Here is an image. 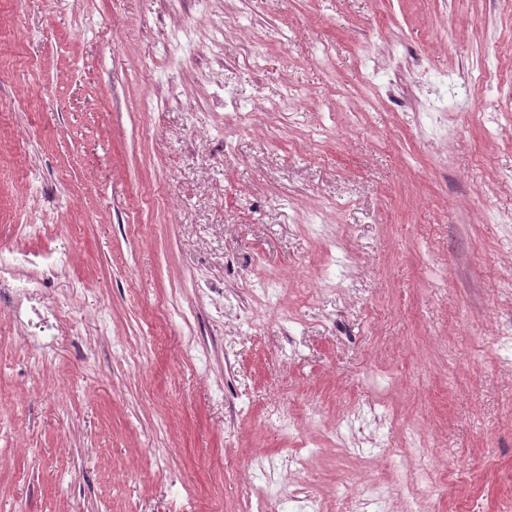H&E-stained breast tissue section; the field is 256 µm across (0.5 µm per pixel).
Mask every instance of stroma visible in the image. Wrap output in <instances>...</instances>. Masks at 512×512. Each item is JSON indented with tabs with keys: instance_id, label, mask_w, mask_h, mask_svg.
I'll use <instances>...</instances> for the list:
<instances>
[{
	"instance_id": "obj_1",
	"label": "stroma",
	"mask_w": 512,
	"mask_h": 512,
	"mask_svg": "<svg viewBox=\"0 0 512 512\" xmlns=\"http://www.w3.org/2000/svg\"><path fill=\"white\" fill-rule=\"evenodd\" d=\"M499 212L512 0H0V512H512ZM421 76L426 79V84L429 85L433 97L429 100L427 111L425 113L426 119L434 128L447 127V95H448V75L439 74L435 76H427V72L422 70Z\"/></svg>"
}]
</instances>
